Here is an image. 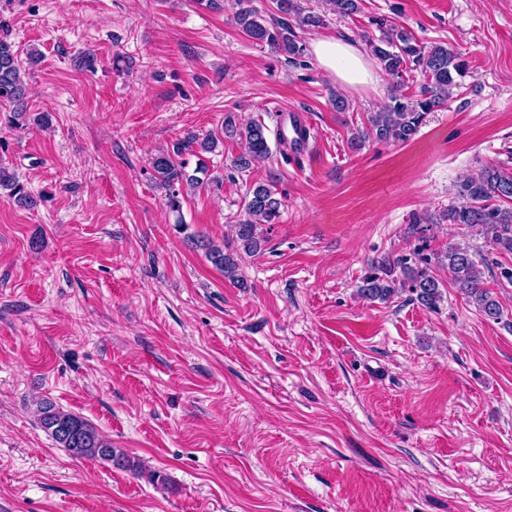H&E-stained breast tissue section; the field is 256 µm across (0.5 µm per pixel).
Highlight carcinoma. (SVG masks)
<instances>
[{"instance_id": "cac0c4a2", "label": "carcinoma", "mask_w": 512, "mask_h": 512, "mask_svg": "<svg viewBox=\"0 0 512 512\" xmlns=\"http://www.w3.org/2000/svg\"><path fill=\"white\" fill-rule=\"evenodd\" d=\"M329 10L340 16H352L360 10L361 0H326ZM237 11L235 21L242 32L256 43L267 45L271 51L298 56L303 46L298 44L293 25L318 27L323 19L315 14L304 13L298 0H279L277 17H261L255 10L245 6V0H235ZM373 52L382 68L398 78L409 64L421 68L425 83L420 94L410 97L400 88L393 89L389 102L382 110L368 118L366 135L379 141L407 142L419 131L426 115L445 104L456 86V78L462 77L466 64L461 56L442 45L423 46L404 31H393L385 35L380 43L372 45ZM23 65L14 44L7 38H0V104L11 107L7 125L17 128L20 119L26 115L28 83ZM224 136L238 138L244 142V152L235 166L248 169L268 159L270 147L267 128L260 121H251L244 126L237 124L234 117L224 119ZM217 139H199L189 136L176 143L173 152L161 151L152 159V168L158 186L165 189L166 205L178 213L184 190H194L203 185L204 179L198 174H207L202 153L215 151ZM188 154L197 158L195 169L188 171ZM0 190L8 191V197L24 208L37 205V200L8 168L0 165ZM460 201L448 207L446 219L450 224L479 226L499 250L512 253V168L489 166L467 177L458 190ZM247 219L236 225V236L243 249L256 253L261 248L257 226L274 224L280 216L281 200L273 186L263 182L253 184L244 201ZM208 260L230 279L236 278L238 264L233 252L212 243L203 244ZM478 253L467 247L451 244L441 261L447 262L452 273L453 284L469 298L485 316L497 319L501 316L497 301L483 287L479 270ZM396 265L402 269L404 283L415 294V299L424 307L434 309L442 300L440 281L430 268V260L421 257L415 265L399 258ZM383 275H369L364 278L359 292L372 300L385 301L396 292L395 279L391 278L392 266L382 264ZM34 415L37 422L51 438L65 449L70 456L85 460H102L114 467L138 474L139 461L124 451L112 447L109 442L86 419L56 406L49 398L36 401Z\"/></svg>"}]
</instances>
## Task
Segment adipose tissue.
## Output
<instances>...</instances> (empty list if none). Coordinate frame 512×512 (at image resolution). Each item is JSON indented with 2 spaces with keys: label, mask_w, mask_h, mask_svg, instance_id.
<instances>
[{
  "label": "adipose tissue",
  "mask_w": 512,
  "mask_h": 512,
  "mask_svg": "<svg viewBox=\"0 0 512 512\" xmlns=\"http://www.w3.org/2000/svg\"><path fill=\"white\" fill-rule=\"evenodd\" d=\"M311 47L321 67L344 89L352 91L375 83L372 61L356 43L320 36Z\"/></svg>",
  "instance_id": "ef3b65f1"
}]
</instances>
